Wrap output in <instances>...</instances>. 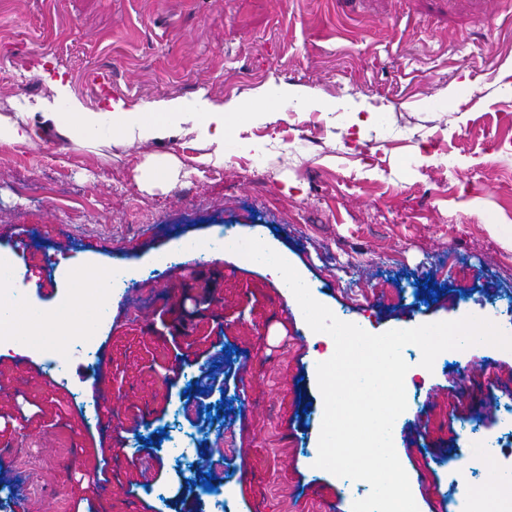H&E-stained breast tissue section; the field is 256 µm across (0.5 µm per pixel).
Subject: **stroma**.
<instances>
[{
    "mask_svg": "<svg viewBox=\"0 0 512 512\" xmlns=\"http://www.w3.org/2000/svg\"><path fill=\"white\" fill-rule=\"evenodd\" d=\"M114 101L150 109L158 132L79 147L40 118ZM171 101L178 116L162 112ZM203 102L232 108L220 164L204 161ZM20 113L33 142H0V246L24 321L61 312L78 270L159 268L133 292L164 300L135 320L125 297L103 322L71 313L55 379L41 352L0 347V484L17 475L4 449L31 440L66 436L74 463L69 482L16 491L0 512H48L58 494L69 512H207L208 477L231 512H351L369 495L315 466L327 334L237 253L181 251L221 225L377 334L512 307V246L493 232L512 225V0L492 22L484 0H0V117ZM167 252L179 258L160 267ZM77 335L94 363L67 351ZM422 376L393 443L419 512H440L498 479L448 461L469 430L512 435V355L479 345ZM190 401L197 414L180 412ZM109 403L118 423L90 417ZM228 420L232 448L211 447Z\"/></svg>",
    "mask_w": 512,
    "mask_h": 512,
    "instance_id": "obj_1",
    "label": "stroma"
}]
</instances>
